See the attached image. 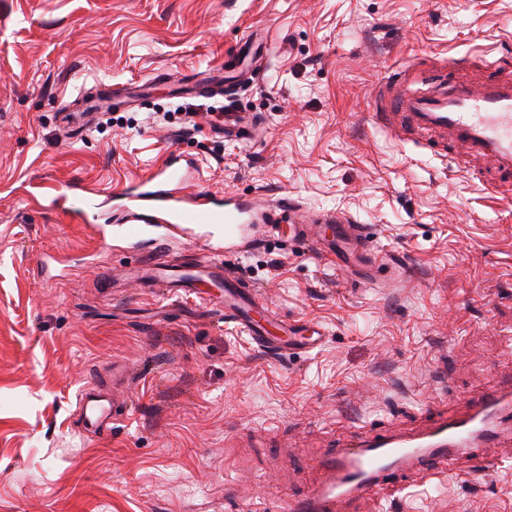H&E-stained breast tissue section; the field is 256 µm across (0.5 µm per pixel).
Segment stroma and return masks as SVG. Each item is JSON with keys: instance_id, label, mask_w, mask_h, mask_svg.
<instances>
[{"instance_id": "stroma-1", "label": "stroma", "mask_w": 512, "mask_h": 512, "mask_svg": "<svg viewBox=\"0 0 512 512\" xmlns=\"http://www.w3.org/2000/svg\"><path fill=\"white\" fill-rule=\"evenodd\" d=\"M255 33V82L181 96ZM491 69L512 83V0H0V512H270L362 426L411 432L512 386V195L450 133L376 117L380 83ZM228 110L264 134L225 140ZM172 151L199 171L188 193L372 225L368 280L262 226L238 256L262 301L326 329L320 347L265 356L206 301L125 280L111 206L91 224L49 206L68 186L112 196ZM116 359L130 414L81 435L76 394ZM493 454L356 512H512V442Z\"/></svg>"}]
</instances>
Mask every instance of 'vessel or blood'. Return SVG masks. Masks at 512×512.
I'll return each mask as SVG.
<instances>
[{
    "label": "vessel or blood",
    "instance_id": "obj_1",
    "mask_svg": "<svg viewBox=\"0 0 512 512\" xmlns=\"http://www.w3.org/2000/svg\"><path fill=\"white\" fill-rule=\"evenodd\" d=\"M398 108L421 121L447 128L458 139L512 171V84L485 76L473 83L445 87L424 98H401ZM263 118L256 112H228L224 134L238 141L254 139ZM195 170L179 154H167L149 175L135 178L118 194V221L123 234L145 244L137 266L150 288H220L224 315L250 336L259 351L286 358L322 344V326L291 320L259 302L251 284L227 261V254L246 251L255 241L256 220L288 223L292 237L312 244L321 254L346 267L352 256L372 251L371 225L349 217L325 215L302 220V209L282 201L269 209L253 198L179 196L178 186ZM180 231L204 252L188 265L169 263L163 246ZM78 403L86 424L110 425L116 414L105 390L91 384L80 390ZM512 434V389L477 400L460 417L433 418L411 433L357 431L348 441L316 461L320 481L305 494L277 499L272 512H351L360 499L397 496L410 477L421 484L441 479L451 458L467 452L484 457L499 434Z\"/></svg>",
    "mask_w": 512,
    "mask_h": 512
}]
</instances>
